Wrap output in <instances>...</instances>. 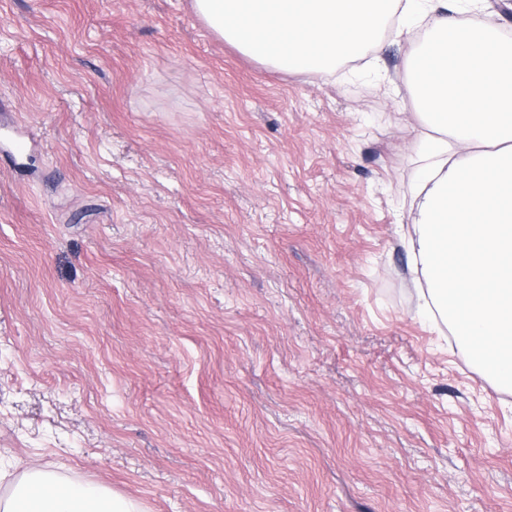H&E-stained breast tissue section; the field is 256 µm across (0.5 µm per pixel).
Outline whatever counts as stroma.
<instances>
[{"mask_svg": "<svg viewBox=\"0 0 512 512\" xmlns=\"http://www.w3.org/2000/svg\"><path fill=\"white\" fill-rule=\"evenodd\" d=\"M411 51L323 81L191 0H0V493L512 512V393L408 286Z\"/></svg>", "mask_w": 512, "mask_h": 512, "instance_id": "obj_1", "label": "stroma"}]
</instances>
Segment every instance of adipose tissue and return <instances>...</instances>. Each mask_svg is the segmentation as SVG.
I'll return each instance as SVG.
<instances>
[{
    "instance_id": "1",
    "label": "adipose tissue",
    "mask_w": 512,
    "mask_h": 512,
    "mask_svg": "<svg viewBox=\"0 0 512 512\" xmlns=\"http://www.w3.org/2000/svg\"><path fill=\"white\" fill-rule=\"evenodd\" d=\"M215 35L251 59L327 77L385 29L413 42L422 128L404 246L418 311L512 392V40L494 20H452L458 0H193ZM0 512H142L95 483L33 471Z\"/></svg>"
}]
</instances>
